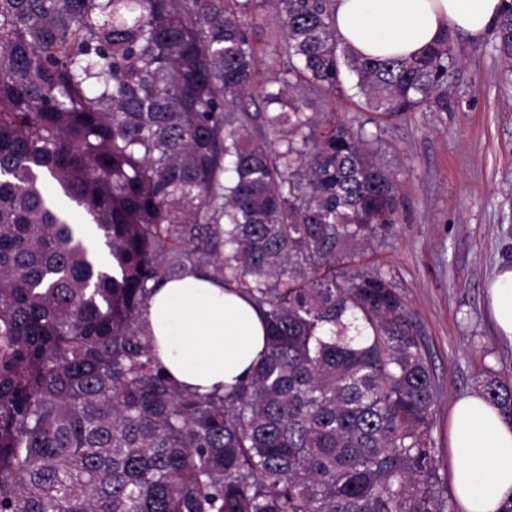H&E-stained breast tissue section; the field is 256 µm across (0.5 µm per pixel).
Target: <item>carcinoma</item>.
<instances>
[{
	"label": "carcinoma",
	"mask_w": 512,
	"mask_h": 512,
	"mask_svg": "<svg viewBox=\"0 0 512 512\" xmlns=\"http://www.w3.org/2000/svg\"><path fill=\"white\" fill-rule=\"evenodd\" d=\"M334 2L0 0V512H454L416 322L346 266L401 223L398 184L363 128L284 100L350 76L380 118L441 107L452 37L358 57ZM498 38L512 65V0ZM204 265L268 326L225 394L179 387L140 328ZM480 394L512 420V381ZM284 38L272 6H269L265 13L264 27L259 30L255 40V46L258 52V79L263 81L280 69L275 61L278 59L277 53Z\"/></svg>",
	"instance_id": "cac0c4a2"
}]
</instances>
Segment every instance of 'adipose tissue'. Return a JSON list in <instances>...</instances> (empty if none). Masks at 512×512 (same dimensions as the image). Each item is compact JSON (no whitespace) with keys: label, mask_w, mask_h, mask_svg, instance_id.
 <instances>
[{"label":"adipose tissue","mask_w":512,"mask_h":512,"mask_svg":"<svg viewBox=\"0 0 512 512\" xmlns=\"http://www.w3.org/2000/svg\"><path fill=\"white\" fill-rule=\"evenodd\" d=\"M502 0H336L340 41L358 56L410 57L446 31L479 40L497 24ZM501 336L512 341V266L487 286ZM166 373L183 388L224 393L247 380L264 358L267 323L248 297L192 271L163 281L141 320ZM450 480L463 512L512 506V422L481 396L466 395L449 416Z\"/></svg>","instance_id":"1"}]
</instances>
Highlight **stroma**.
Masks as SVG:
<instances>
[{
  "instance_id": "1",
  "label": "stroma",
  "mask_w": 512,
  "mask_h": 512,
  "mask_svg": "<svg viewBox=\"0 0 512 512\" xmlns=\"http://www.w3.org/2000/svg\"><path fill=\"white\" fill-rule=\"evenodd\" d=\"M284 33L267 9L255 40L266 79ZM496 33L453 36L447 107L382 121L377 159L394 174L404 200L393 233L361 250L353 268L381 270L424 339L437 388L431 437L448 471V420L456 399L474 394L487 371L512 377V342L499 336L486 304L497 265L512 264V71ZM292 94L307 112L359 125L369 117L350 85Z\"/></svg>"
}]
</instances>
